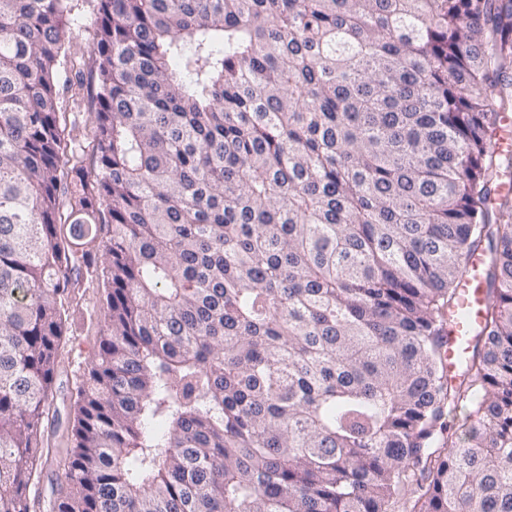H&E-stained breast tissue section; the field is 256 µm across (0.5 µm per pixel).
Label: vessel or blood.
<instances>
[{
  "mask_svg": "<svg viewBox=\"0 0 512 512\" xmlns=\"http://www.w3.org/2000/svg\"><path fill=\"white\" fill-rule=\"evenodd\" d=\"M483 259L472 256L469 272L459 285L456 306L449 312L444 334L447 345V371L449 380H456L460 374L463 355L469 343L476 340L482 326V308L487 297L481 286Z\"/></svg>",
  "mask_w": 512,
  "mask_h": 512,
  "instance_id": "obj_1",
  "label": "vessel or blood"
}]
</instances>
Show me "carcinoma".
<instances>
[{
	"mask_svg": "<svg viewBox=\"0 0 512 512\" xmlns=\"http://www.w3.org/2000/svg\"><path fill=\"white\" fill-rule=\"evenodd\" d=\"M98 2L65 84L90 173L59 123L72 0H0V512H512V0ZM98 263L45 497L64 305ZM63 106V117L61 127L64 130L65 141H69L71 135L78 134L84 146L83 165L89 171L95 167V155L93 153V124L89 116V103L87 100L81 102L80 106H74L67 94L61 98ZM483 259L473 255L469 263V272L459 285L457 305L448 312L444 336L447 337L448 380L459 377L463 355L467 345L476 340L482 326V308L487 297L481 286ZM83 275L81 288L72 296L68 322L72 331L67 334L60 349L57 363V392L54 405L59 421L45 423L44 439L50 448L48 457L41 461L40 488L49 495L57 478L62 477L63 463L71 447V433L68 426V396L87 373L90 356L97 348L99 337L105 325L104 288L106 278L103 266Z\"/></svg>",
	"mask_w": 512,
	"mask_h": 512,
	"instance_id": "carcinoma-1",
	"label": "carcinoma"
}]
</instances>
